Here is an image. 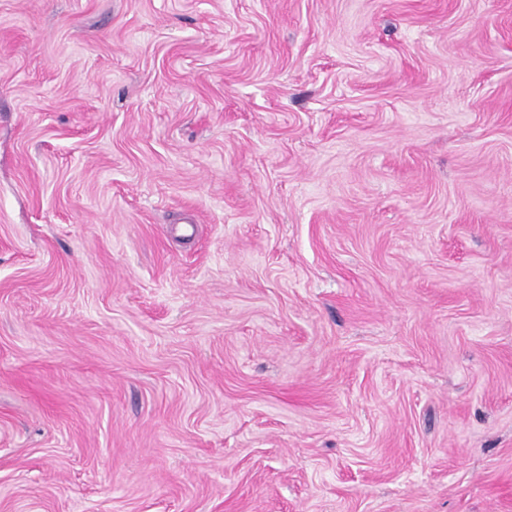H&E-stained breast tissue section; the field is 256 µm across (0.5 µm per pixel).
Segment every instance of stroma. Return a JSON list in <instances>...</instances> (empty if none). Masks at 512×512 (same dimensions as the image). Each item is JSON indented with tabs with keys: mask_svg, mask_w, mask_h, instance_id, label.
<instances>
[{
	"mask_svg": "<svg viewBox=\"0 0 512 512\" xmlns=\"http://www.w3.org/2000/svg\"><path fill=\"white\" fill-rule=\"evenodd\" d=\"M0 512H512V0H0Z\"/></svg>",
	"mask_w": 512,
	"mask_h": 512,
	"instance_id": "obj_1",
	"label": "stroma"
}]
</instances>
